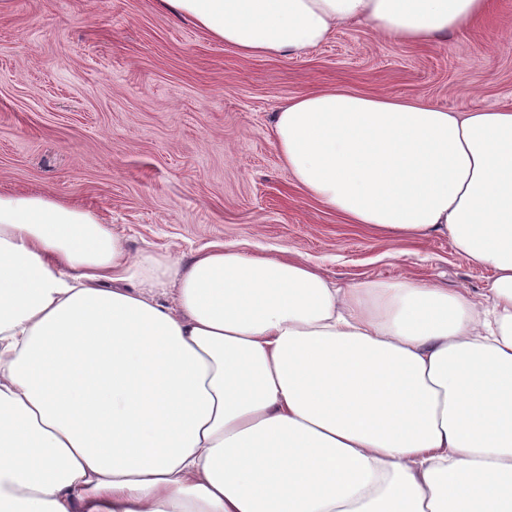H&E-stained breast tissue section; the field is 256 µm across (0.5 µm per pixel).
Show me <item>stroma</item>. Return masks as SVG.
<instances>
[{
    "label": "stroma",
    "instance_id": "stroma-1",
    "mask_svg": "<svg viewBox=\"0 0 512 512\" xmlns=\"http://www.w3.org/2000/svg\"><path fill=\"white\" fill-rule=\"evenodd\" d=\"M344 86L451 112L512 108V0L427 44L344 25L315 48L245 57L156 0H0V192L98 213L131 252L214 244L286 255L340 285L486 288L448 238L388 240L312 198L271 137L289 98Z\"/></svg>",
    "mask_w": 512,
    "mask_h": 512
}]
</instances>
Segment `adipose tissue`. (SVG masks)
<instances>
[{
	"label": "adipose tissue",
	"mask_w": 512,
	"mask_h": 512,
	"mask_svg": "<svg viewBox=\"0 0 512 512\" xmlns=\"http://www.w3.org/2000/svg\"><path fill=\"white\" fill-rule=\"evenodd\" d=\"M490 3L159 0L246 57L356 21L424 44ZM272 139L347 223L446 236L489 287L134 254L88 208L0 192V512H512V110L334 87Z\"/></svg>",
	"instance_id": "adipose-tissue-1"
}]
</instances>
